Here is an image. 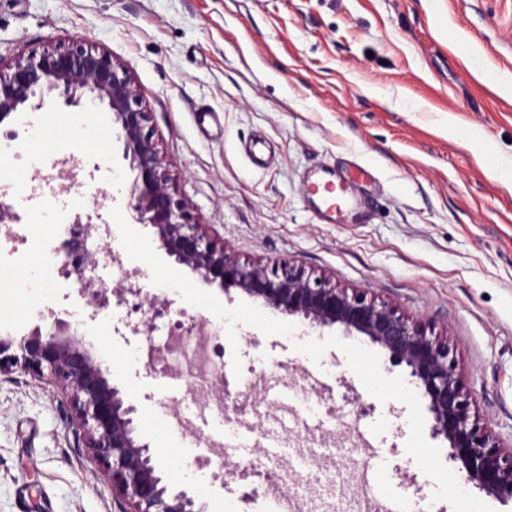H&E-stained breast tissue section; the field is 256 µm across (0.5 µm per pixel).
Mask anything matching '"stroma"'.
Instances as JSON below:
<instances>
[{"label": "stroma", "instance_id": "1", "mask_svg": "<svg viewBox=\"0 0 512 512\" xmlns=\"http://www.w3.org/2000/svg\"><path fill=\"white\" fill-rule=\"evenodd\" d=\"M79 40L124 65L151 117L178 197L243 262L288 261L348 293L394 305L446 341L470 416L512 448V0H0V61ZM33 127L48 147L37 169L15 157L25 139L0 144V187L28 222L46 206L67 217L111 207L114 267L145 293L206 325L223 346L216 376L229 404H258L264 421L287 418L285 383L317 369L311 400L335 405L326 434L293 430L269 446L258 426L239 428L240 466L219 471L212 447L224 427L190 417L187 380L164 373L125 330L121 308L91 314L73 279L39 301L10 283L39 279V255L0 253V336L21 338L54 310L107 368L135 408L138 436L174 489L205 512H270L287 493L300 512H366L373 470L362 435L378 431L389 488L421 512H512L468 483L405 367L367 336L315 326L221 290L157 249L152 227L126 204L133 175L107 108L60 104L12 114L5 130ZM82 158L74 187L60 161ZM371 169L357 207L339 222L317 214L311 173ZM53 174L52 199L31 196ZM260 459V472L243 470ZM109 480L75 431L70 394L49 378L0 376V512H119Z\"/></svg>", "mask_w": 512, "mask_h": 512}]
</instances>
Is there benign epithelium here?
Listing matches in <instances>:
<instances>
[{"label": "benign epithelium", "mask_w": 512, "mask_h": 512, "mask_svg": "<svg viewBox=\"0 0 512 512\" xmlns=\"http://www.w3.org/2000/svg\"><path fill=\"white\" fill-rule=\"evenodd\" d=\"M11 74L0 79V124L23 109L37 111L61 103L66 107L105 106L123 143V160L135 178L127 202L139 224L155 229L158 248L179 264L220 288L237 287L263 305L297 315L319 326L342 325L367 336L389 352L393 365L409 369L433 415V433L448 439L451 457L461 461L466 480L501 500L512 501V448L495 444L491 435L470 422L469 399L455 375L448 343L426 334L422 326L394 307L376 304L360 294H348L329 281L283 266L268 269L241 263L198 224L183 199L171 187V177L149 125L140 93L126 68L106 52H93L79 41L56 47L40 56L17 57ZM85 253L72 271L79 291L91 297L93 310L127 296L133 311L145 317L125 326L147 337L154 318L170 314L172 302L164 294H145L131 279L115 288H94L84 271L96 265ZM20 368L49 377L71 390L75 416L86 447L109 474L112 498L130 506L128 512H202L185 491L172 493L152 463L150 445L136 436L135 408L125 404L111 386L106 369L82 346L68 322L58 317L35 326L16 341L0 337V375Z\"/></svg>", "instance_id": "7a95c632"}]
</instances>
